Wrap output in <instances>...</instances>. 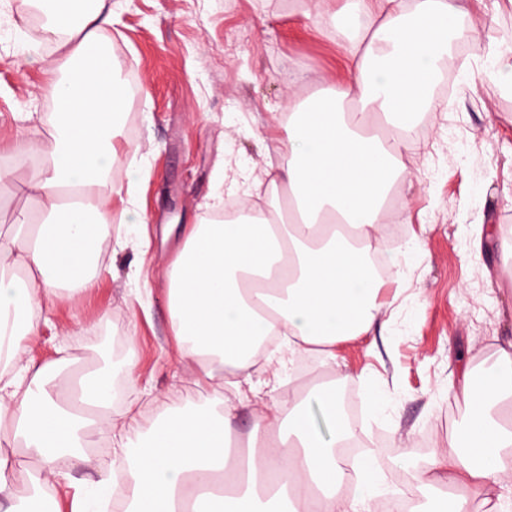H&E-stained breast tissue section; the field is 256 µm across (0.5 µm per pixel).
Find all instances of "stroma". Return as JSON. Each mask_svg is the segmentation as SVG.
<instances>
[{
	"label": "stroma",
	"mask_w": 512,
	"mask_h": 512,
	"mask_svg": "<svg viewBox=\"0 0 512 512\" xmlns=\"http://www.w3.org/2000/svg\"><path fill=\"white\" fill-rule=\"evenodd\" d=\"M112 23L103 41L118 71L140 87L135 110L125 111L122 138L138 154L122 155L109 181L112 198L90 274L92 291L77 302L59 301L43 312L42 332L27 358L69 363L74 372L99 368L114 386L112 426L128 442L169 410L195 408L196 387L174 340L167 308V273L185 227L230 201L243 200L244 176L264 171L283 131L288 97L305 98L347 76L344 39L313 25L316 0H111ZM459 24L477 27L485 42L512 36V0H461ZM22 0H0V141L47 147L52 111L45 91L47 60L61 55ZM472 50L449 55L451 90L443 111L418 113L427 127L407 156L412 182L403 184L399 244L381 241L391 277L373 272L385 305L371 330L337 343L334 358L319 352L296 359L285 374L255 365L229 400L237 406L236 448L273 399L302 379L305 410L323 439L332 428L310 389L332 381L347 393L355 438L373 439L381 490L396 478L418 480L433 448L468 417L449 384L462 368L478 374L512 340V93L481 81ZM148 174L129 185L130 162ZM33 172L13 162L0 181V235L31 223L38 204L24 190ZM134 206L140 224L124 214ZM481 227L482 250L472 231ZM136 367L131 392L127 362ZM113 452L97 445L91 464L62 463L70 485L53 499L67 508L76 493L96 490L111 470Z\"/></svg>",
	"instance_id": "35a3bbf8"
}]
</instances>
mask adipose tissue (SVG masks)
I'll list each match as a JSON object with an SVG mask.
<instances>
[{"mask_svg": "<svg viewBox=\"0 0 512 512\" xmlns=\"http://www.w3.org/2000/svg\"><path fill=\"white\" fill-rule=\"evenodd\" d=\"M27 3L68 49L46 69L56 104L52 144L25 185L39 201V217L0 240V440L21 445L25 455L0 454L7 512H42L30 487L65 481L61 459L85 460L97 440L122 451L132 481L128 512H391L374 489L375 459L358 462L353 494L340 492L346 463L336 450L351 431L332 384L315 392L334 424L333 443L321 441L293 395L259 416L255 448L238 469L229 455L235 406L221 398L224 371L246 369L272 334L282 338L280 361L313 350L333 355L339 340L370 330L378 291L349 241L371 239L393 182L413 178L405 158L416 140L414 118L429 102L448 39L464 38L485 61L483 79L509 92L512 46L485 43L478 30L460 27L458 0H353L362 22L346 41L347 79L288 101L280 169L270 185L287 186L299 221L287 225L277 209L257 216L246 207L234 221L193 225L168 271L173 336L195 363L194 383L212 410L166 414L145 448L131 452L112 432L101 373L77 385L68 365L38 366L25 357L43 309L95 286L90 251L112 207L106 187L127 105L102 39L112 23L107 0L88 10L67 0ZM353 102L359 111H347ZM455 394L470 417L430 461L420 489H445L448 512H469L512 480V341L499 346L488 373H463Z\"/></svg>", "mask_w": 512, "mask_h": 512, "instance_id": "ef3b65f1", "label": "adipose tissue"}]
</instances>
